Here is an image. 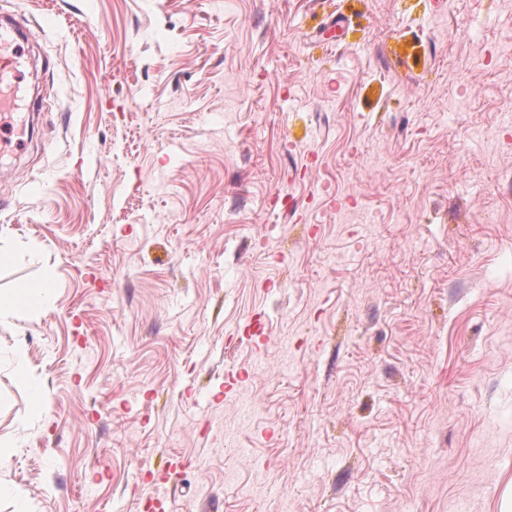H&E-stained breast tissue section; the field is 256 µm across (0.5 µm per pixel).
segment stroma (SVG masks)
<instances>
[{
    "mask_svg": "<svg viewBox=\"0 0 512 512\" xmlns=\"http://www.w3.org/2000/svg\"><path fill=\"white\" fill-rule=\"evenodd\" d=\"M0 12V290L56 287L0 319V512H504L512 0ZM32 40V32L15 14L0 15V52H10L11 55H1L0 87L7 84L19 86L21 73L18 67L19 59L24 54L23 44ZM54 298L52 279L24 283L9 292L0 293V319L2 316L36 317L53 303ZM15 377L16 380L25 386L31 400L32 410L35 414L45 410L43 387L40 377L29 368L24 354L19 350L15 353Z\"/></svg>",
    "mask_w": 512,
    "mask_h": 512,
    "instance_id": "1",
    "label": "stroma"
}]
</instances>
